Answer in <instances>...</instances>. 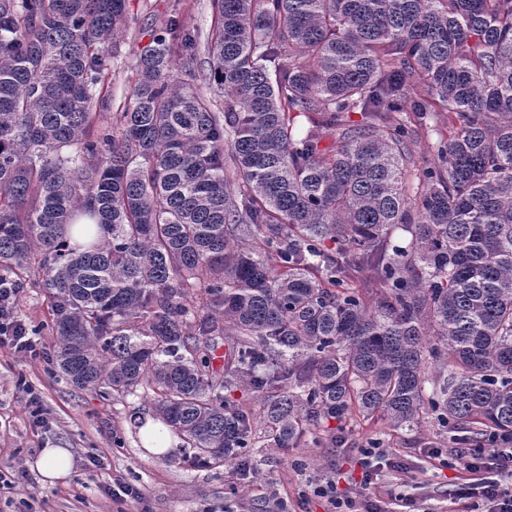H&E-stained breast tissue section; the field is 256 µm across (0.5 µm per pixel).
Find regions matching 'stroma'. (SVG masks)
Instances as JSON below:
<instances>
[{
  "label": "stroma",
  "mask_w": 512,
  "mask_h": 512,
  "mask_svg": "<svg viewBox=\"0 0 512 512\" xmlns=\"http://www.w3.org/2000/svg\"><path fill=\"white\" fill-rule=\"evenodd\" d=\"M128 27L117 45L108 77L113 108H121L136 77L142 47L169 15L184 28L207 36L213 18L211 0H126ZM32 286L23 288L19 314L42 336H50L51 301L38 288L43 271L32 262ZM25 378L42 397L45 421L36 425L25 412V394L16 386ZM151 393L137 391L120 400L78 390L56 373L53 361L21 357L0 348V470L32 463L45 448H64L72 471L54 483L35 476L32 487L11 500H0V512H328L326 499L314 487L336 482L350 494L360 489V450L380 440L387 455L377 471V490L409 499L413 512H453L451 495L460 474L453 459L461 450L453 432L424 416L414 430H392L385 421L351 415L323 423L336 436V447L314 444L304 436L290 448H264L253 454L247 471L237 463L200 468L182 461L180 449L149 452L135 420L153 414ZM99 459L97 473L87 465ZM115 483L139 488L142 499L113 502L104 492Z\"/></svg>",
  "instance_id": "stroma-1"
}]
</instances>
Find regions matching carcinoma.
<instances>
[{"label":"carcinoma","instance_id":"obj_1","mask_svg":"<svg viewBox=\"0 0 512 512\" xmlns=\"http://www.w3.org/2000/svg\"><path fill=\"white\" fill-rule=\"evenodd\" d=\"M212 3L224 111L171 16L107 123L126 0H0V268L42 255L62 374L151 391L203 467L258 443L240 383L276 448L354 411L512 437V0ZM226 400L230 405L242 409L250 414L254 421V427L259 436H262L260 423L262 413L260 396L250 386L244 385L234 388L232 391L225 392Z\"/></svg>","mask_w":512,"mask_h":512}]
</instances>
